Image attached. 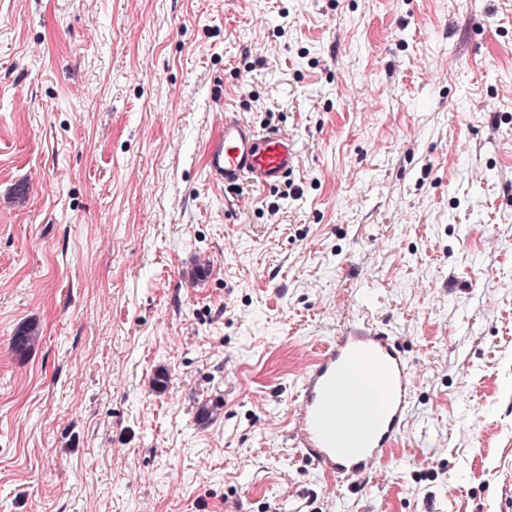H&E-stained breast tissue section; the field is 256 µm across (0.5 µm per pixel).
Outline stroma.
Masks as SVG:
<instances>
[{"label": "stroma", "instance_id": "obj_1", "mask_svg": "<svg viewBox=\"0 0 512 512\" xmlns=\"http://www.w3.org/2000/svg\"><path fill=\"white\" fill-rule=\"evenodd\" d=\"M364 321L415 389L336 481L290 420ZM0 512H512V0H0ZM220 128L205 151L207 173L224 190L246 178L258 187L272 186L296 169L298 151L286 135L260 132L237 117H225Z\"/></svg>", "mask_w": 512, "mask_h": 512}]
</instances>
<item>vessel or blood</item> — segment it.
Listing matches in <instances>:
<instances>
[{
    "label": "vessel or blood",
    "instance_id": "vessel-or-blood-1",
    "mask_svg": "<svg viewBox=\"0 0 512 512\" xmlns=\"http://www.w3.org/2000/svg\"><path fill=\"white\" fill-rule=\"evenodd\" d=\"M207 173L232 189L243 179L267 187L293 172L298 151L280 132H261L235 117L205 147ZM382 377L385 399L371 417L365 387L345 375L353 360ZM414 392V374L405 356L383 330L365 323L346 328L324 347L306 370L293 412L300 448L325 473L351 479L372 474L400 436Z\"/></svg>",
    "mask_w": 512,
    "mask_h": 512
}]
</instances>
